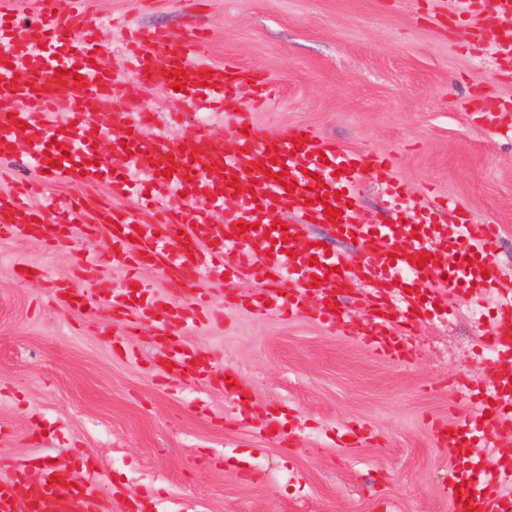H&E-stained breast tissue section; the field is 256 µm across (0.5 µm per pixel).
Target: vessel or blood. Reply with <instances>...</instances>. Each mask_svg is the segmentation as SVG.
I'll use <instances>...</instances> for the list:
<instances>
[{"label": "vessel or blood", "instance_id": "b4317fda", "mask_svg": "<svg viewBox=\"0 0 512 512\" xmlns=\"http://www.w3.org/2000/svg\"><path fill=\"white\" fill-rule=\"evenodd\" d=\"M151 0H133L125 13L109 18L94 15L87 0H42L38 18L25 29L17 24L13 0H0V155L20 151L28 173L13 192L0 194V227L40 242L68 238L74 232L87 237L107 235L113 263L126 267L125 286L107 282L87 290L57 283V295L89 321L138 316L151 321L170 319L161 336L170 348L173 370L208 372L209 362L199 351L184 347L176 328L186 321L207 319V295L189 288L192 279L223 284L232 292L243 278L262 286L244 304L256 316L269 313L280 301L282 314L305 316L347 335H355L356 315L339 299L350 287L348 256L327 253L322 247L302 245L306 224H333L344 237L355 239L359 252L371 254L361 270L370 290L391 292L401 303V315L391 319L383 311L370 318L367 340L371 349L394 360L411 353L406 330L410 312L420 305V294L432 288L449 292L498 287L504 271L492 255L499 239L495 224L358 223L349 208V189L365 175L389 182L390 162L375 156L364 160L336 143L300 126L284 132L260 129L251 112L239 103L236 90L252 83L257 101L270 100L274 84L250 74L233 61L217 65L202 48L205 27L193 25L178 33L139 22ZM494 23L483 32L486 41L512 39V0H484ZM112 28L124 46L122 67L105 69L100 59L112 55L111 41L101 37ZM137 74L150 85L166 74L170 85H184L200 110L224 111L231 138L210 128H199L182 148H170L161 138H144L141 130L121 136L116 131L122 115L102 111L105 102L121 103L126 74ZM65 112L55 120V112ZM111 140L112 154L105 164H87L92 144ZM270 172H263V165ZM114 170L112 196L124 200L118 208L89 197L46 199L30 204L28 193L53 180L81 186L94 184L103 168ZM138 167L155 175L148 192H133L125 176ZM185 192L190 204L173 210L164 202L168 192ZM197 199L208 208L194 207ZM339 209L326 216L325 207ZM224 213L223 223L211 220L212 211ZM290 211L296 217L288 229L274 226L272 213ZM458 255L450 268L441 254ZM428 261H420L421 253ZM233 262H226V255ZM150 264L165 271V292L137 273ZM288 293H281L282 283ZM181 304H174V297ZM496 324L484 341L496 354L497 381L488 390L473 389L477 410L458 417L441 437L449 454L465 459L473 481L461 488L454 512H512V464L488 469L477 457V442L512 433V305L502 306ZM59 482H52V475ZM96 485L85 477L41 469L37 479L17 470L0 479V512H107Z\"/></svg>", "mask_w": 512, "mask_h": 512}]
</instances>
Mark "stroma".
I'll list each match as a JSON object with an SVG mask.
<instances>
[{
	"label": "stroma",
	"mask_w": 512,
	"mask_h": 512,
	"mask_svg": "<svg viewBox=\"0 0 512 512\" xmlns=\"http://www.w3.org/2000/svg\"><path fill=\"white\" fill-rule=\"evenodd\" d=\"M140 20L175 31L201 21L209 61L271 77L277 93L254 112L262 128L306 126L361 156L389 155L405 194L364 177L359 223L442 221L453 200L471 223L500 226L494 261L512 270V65L475 39L457 0H208L199 19L154 0ZM127 92L172 144L191 135L193 100L173 101L165 79ZM487 102L500 108L492 124ZM108 248L103 236L46 244L0 232V477L54 460L163 512H453L448 484L471 475L435 428L474 410L457 382L493 386L494 361L478 350L492 325L475 313L512 295V281L482 298L440 294L403 363L366 345L368 322L346 336L276 311L258 320L198 282L224 316L182 325L181 340L238 379L243 403L220 382L168 375L152 323L132 333L53 300L55 277L122 288L120 267L79 264ZM31 263L45 277L19 274ZM117 338L132 356L113 351ZM275 416L289 427L265 436ZM344 430L363 438L339 445Z\"/></svg>",
	"instance_id": "1"
}]
</instances>
